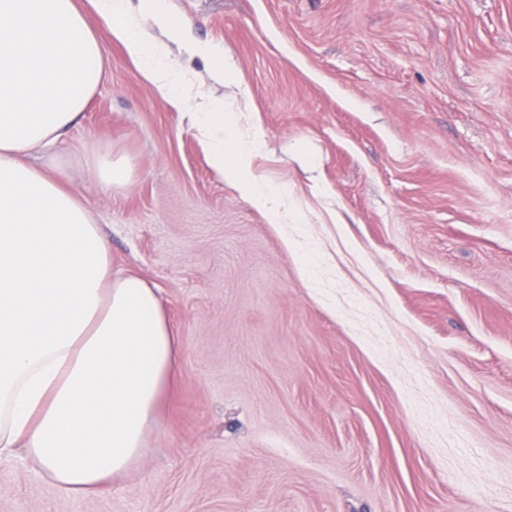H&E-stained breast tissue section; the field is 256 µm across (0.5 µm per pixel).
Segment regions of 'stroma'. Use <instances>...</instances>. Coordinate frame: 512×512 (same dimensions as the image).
<instances>
[{
	"label": "stroma",
	"mask_w": 512,
	"mask_h": 512,
	"mask_svg": "<svg viewBox=\"0 0 512 512\" xmlns=\"http://www.w3.org/2000/svg\"><path fill=\"white\" fill-rule=\"evenodd\" d=\"M275 218L86 0L105 71L40 163L160 292L183 349L91 496L0 460V512H512V0H161ZM224 52L216 75L192 43ZM127 162L105 189L88 159ZM302 241L303 249L287 246ZM243 186L254 196L259 205L270 209L272 212H278L279 208L288 202L287 194L264 189L254 177L246 176L243 180Z\"/></svg>",
	"instance_id": "stroma-1"
}]
</instances>
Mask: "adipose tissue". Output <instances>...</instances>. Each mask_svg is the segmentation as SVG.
Returning <instances> with one entry per match:
<instances>
[{
	"label": "adipose tissue",
	"instance_id": "1",
	"mask_svg": "<svg viewBox=\"0 0 512 512\" xmlns=\"http://www.w3.org/2000/svg\"><path fill=\"white\" fill-rule=\"evenodd\" d=\"M89 0L161 95L182 99L169 40L184 28L160 0ZM104 49L75 0H0V456L21 452L68 495H87L138 458L180 341L154 288L116 275L100 225L55 170L27 158L62 143L98 85ZM216 169L236 172L255 141L224 150V115L196 110Z\"/></svg>",
	"mask_w": 512,
	"mask_h": 512
}]
</instances>
